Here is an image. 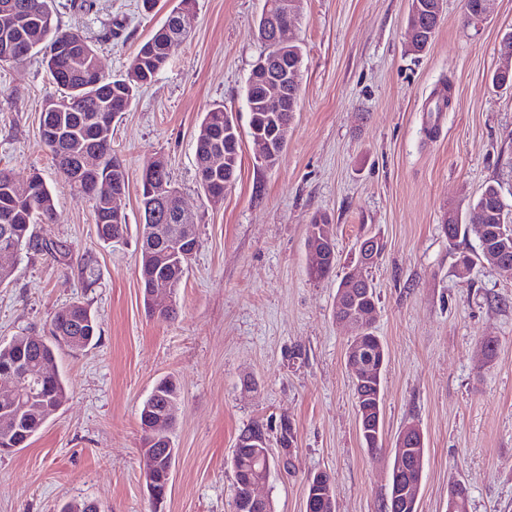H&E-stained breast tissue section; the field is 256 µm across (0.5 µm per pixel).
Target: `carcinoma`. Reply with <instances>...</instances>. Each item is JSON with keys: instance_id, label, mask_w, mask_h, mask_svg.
Returning <instances> with one entry per match:
<instances>
[{"instance_id": "cac0c4a2", "label": "carcinoma", "mask_w": 512, "mask_h": 512, "mask_svg": "<svg viewBox=\"0 0 512 512\" xmlns=\"http://www.w3.org/2000/svg\"><path fill=\"white\" fill-rule=\"evenodd\" d=\"M51 0H0V16L8 13L16 18L10 27L0 25V67L10 63L11 57L16 62L27 60L42 51L47 68L54 83L66 90V98L72 100L75 111L59 112L57 117L63 119L68 132L62 138H44L42 142L56 162L59 170L70 186L82 193L88 185L104 187L114 193H123L128 186V173L123 163L112 154V132L99 129L96 116L102 107L111 109L116 116L127 110L128 106L143 86L151 83L166 66L172 55L186 39V31L176 22V13L184 6L195 7L196 0H177L161 27L141 45L133 57L124 75L114 78L101 71L97 50L78 30L64 29L54 22ZM288 9L293 15L275 13L266 20V25L295 23L299 19L300 2L290 0ZM40 25L41 45L31 50L26 44L29 26ZM75 46L78 54L58 50L62 46ZM245 102L249 112V124L262 129L272 136L275 155L264 161L267 167L278 164L286 144L277 142L274 128L291 122L293 113L272 112L260 92L252 82L245 87ZM225 115L224 105L219 104L205 112L200 123L195 141L197 165H202L209 153L221 146L227 175L237 178L241 167L240 133L230 131L229 124L222 119ZM96 151L101 155L100 166L95 170L80 173L71 168L82 153ZM157 182L163 184L168 194L165 209L159 212L155 220L158 234L162 239L156 241L158 249L146 253L140 249V273H149L157 278L180 287L188 270L192 257H184L179 262L166 259L168 242L174 236L175 226L179 224L175 214L178 188L172 180L167 164L160 160ZM33 188L28 195L21 193L23 185ZM502 190L498 181L487 183L475 202L469 208L468 219H475L484 224L485 208ZM97 235L104 242H112L115 224H127L126 219H119L112 214V209L102 198L92 201ZM9 214V221L0 222V237L6 233L21 238V249L27 250L33 244V226L39 223H53L58 218L55 198L52 191L35 173L20 180L13 173L0 170V214ZM488 224V223H486ZM493 227V224H488ZM326 259L315 270L314 279L329 277L336 269V239L325 245ZM378 305L374 285L358 293L351 302V307L368 308ZM98 337V322L90 310L80 302L70 303L56 311L49 328V338L32 335L14 336L7 342L0 343V380L23 368L42 379L41 392L26 398L21 412L12 413L0 423V441H8L10 448H27L42 430L41 415L44 403L60 408L68 398L67 386L60 371L56 368L57 350L66 347L71 351H81L91 345ZM179 390L174 380L164 378L153 388L143 402L140 413V425H145L144 416L160 411L168 404L176 403ZM382 402L378 395L376 382L368 381L363 396L356 397L357 410H376V403ZM143 447L149 449L159 462L156 487L164 488L166 469L173 465L175 449L170 442L143 434Z\"/></svg>"}]
</instances>
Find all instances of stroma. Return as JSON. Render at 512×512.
<instances>
[{
  "label": "stroma",
  "instance_id": "35a3bbf8",
  "mask_svg": "<svg viewBox=\"0 0 512 512\" xmlns=\"http://www.w3.org/2000/svg\"><path fill=\"white\" fill-rule=\"evenodd\" d=\"M174 3L54 0L53 12L116 77ZM263 6L197 0L186 42L113 120L112 151L129 177L127 231L114 244L98 239L88 198L41 144L45 102L63 88L38 54L0 68V169L39 174L59 213L35 225L39 248L9 263L0 340L47 335L55 311L75 301L100 326L95 346L58 353L67 402L29 447L0 453V512H61L80 500L100 512H233V450L256 425L275 457L260 488L274 512H304L318 471L334 481L336 512H385L392 450L410 424L425 438L420 512H446L456 480L469 489L468 512H512V276L478 262L459 278L457 257L478 251V232L468 227L452 248L441 229L449 213L466 219L488 182H501L512 204V89L491 81L512 0H494L478 27L463 0H444L421 54L408 50L410 0H302L288 34L303 48L298 107L272 168L257 161L244 100ZM447 82L452 106L439 112ZM216 103L243 131L241 172L217 207L195 167L196 134ZM158 158L201 241L168 321L147 309L138 275L140 175ZM320 214L333 224L336 271L315 280L306 240ZM365 234L384 244L368 273L386 351L379 451L361 443L345 363L351 331L333 316ZM164 377L180 398L172 487L157 508L141 475L139 411Z\"/></svg>",
  "mask_w": 512,
  "mask_h": 512
}]
</instances>
